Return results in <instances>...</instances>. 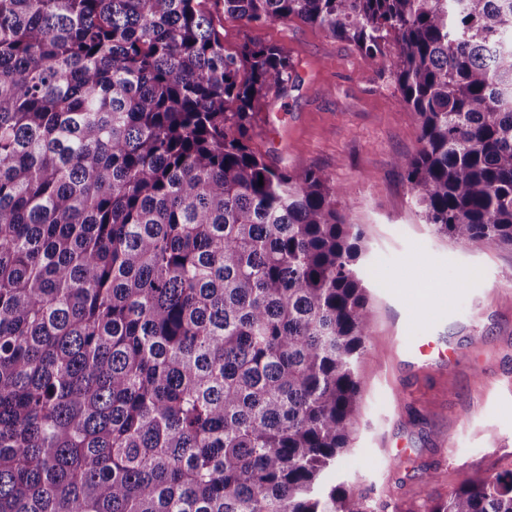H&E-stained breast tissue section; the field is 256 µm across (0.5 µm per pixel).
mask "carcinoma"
<instances>
[{
  "mask_svg": "<svg viewBox=\"0 0 512 512\" xmlns=\"http://www.w3.org/2000/svg\"><path fill=\"white\" fill-rule=\"evenodd\" d=\"M354 44L417 117L425 222L512 247V0H214ZM292 64L205 0H0V512H373L327 473L365 234L250 145ZM423 512H512V471Z\"/></svg>",
  "mask_w": 512,
  "mask_h": 512,
  "instance_id": "cac0c4a2",
  "label": "carcinoma"
}]
</instances>
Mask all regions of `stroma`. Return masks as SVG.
I'll list each match as a JSON object with an SVG mask.
<instances>
[{"label": "stroma", "instance_id": "35a3bbf8", "mask_svg": "<svg viewBox=\"0 0 512 512\" xmlns=\"http://www.w3.org/2000/svg\"><path fill=\"white\" fill-rule=\"evenodd\" d=\"M228 51L252 39L282 47L284 91L262 101L252 147L267 163L327 174L365 231L371 335L359 361V423L329 475L375 512H420L422 477L447 496L467 478L512 471V248L463 245L437 234L414 207L395 160L420 147L414 112L387 64L297 20L259 29L210 11ZM431 336L447 360L417 363Z\"/></svg>", "mask_w": 512, "mask_h": 512}]
</instances>
